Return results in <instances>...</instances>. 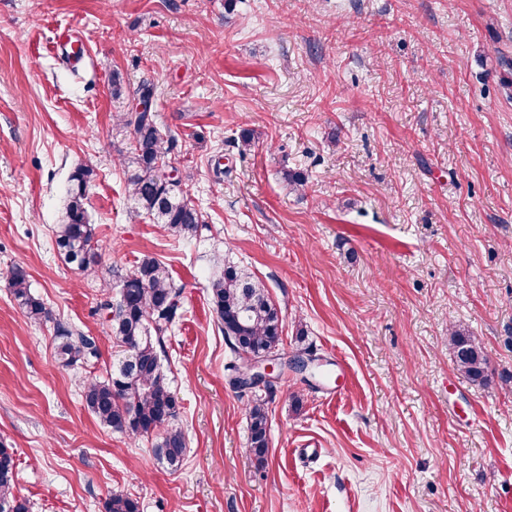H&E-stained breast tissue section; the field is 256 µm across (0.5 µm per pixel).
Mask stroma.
I'll list each match as a JSON object with an SVG mask.
<instances>
[{"instance_id":"obj_1","label":"stroma","mask_w":512,"mask_h":512,"mask_svg":"<svg viewBox=\"0 0 512 512\" xmlns=\"http://www.w3.org/2000/svg\"><path fill=\"white\" fill-rule=\"evenodd\" d=\"M505 58L512 0H0V441L31 512H105L115 488L141 512H512ZM145 84L203 215L189 241L126 208L130 141L114 115ZM244 129L246 151L231 138ZM84 163L92 273L52 239ZM218 255L265 282L281 357L304 347L330 373L274 382L261 464L254 394L233 382L209 301ZM146 256L169 265L187 309L165 342L187 441L175 472L153 438L101 427L81 396L83 377L112 367L103 291ZM16 264L97 358L57 361L53 324L31 323L5 284ZM452 322L485 347L487 384L457 371ZM306 442L315 455H298Z\"/></svg>"}]
</instances>
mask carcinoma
Listing matches in <instances>:
<instances>
[{
    "instance_id": "1",
    "label": "carcinoma",
    "mask_w": 512,
    "mask_h": 512,
    "mask_svg": "<svg viewBox=\"0 0 512 512\" xmlns=\"http://www.w3.org/2000/svg\"><path fill=\"white\" fill-rule=\"evenodd\" d=\"M118 125L131 130L130 151L121 159L128 174L129 212L147 215L164 226L177 240L195 238L203 219L201 212L181 189L182 179H168L166 158L174 139L162 133L152 112H118ZM94 169L85 164L71 176L68 204L62 223L56 225L54 241L64 259L85 272L95 270L99 245L86 221V191ZM117 298L106 297L100 309L107 320L117 351L112 370L104 377L83 381V400L88 411L104 427L134 438H155L157 459L171 471L181 469L186 456V439L177 425L180 404L163 371L161 353L167 334L184 315L182 286L167 264L146 257L118 275ZM7 287L29 320L37 324L55 322V355L65 367L97 355L93 337L54 320L51 309L31 292L26 271L14 267L5 277ZM210 304L219 330L235 355L240 350L254 353L278 347L282 332L280 310L266 285L238 266L224 264L209 284ZM448 349L456 369L473 383L488 378L489 358L479 340L461 326H448ZM267 401L256 398L249 407V451L258 463L268 451ZM18 472L12 449L0 442V512H30L27 499L16 494ZM105 512H139V503L128 494L111 493Z\"/></svg>"
}]
</instances>
